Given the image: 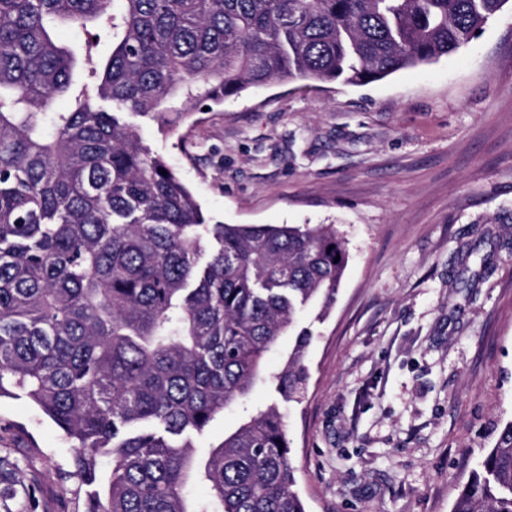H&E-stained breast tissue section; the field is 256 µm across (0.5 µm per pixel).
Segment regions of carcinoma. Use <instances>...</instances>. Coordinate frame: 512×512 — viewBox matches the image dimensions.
<instances>
[{
  "label": "carcinoma",
  "instance_id": "carcinoma-1",
  "mask_svg": "<svg viewBox=\"0 0 512 512\" xmlns=\"http://www.w3.org/2000/svg\"><path fill=\"white\" fill-rule=\"evenodd\" d=\"M507 2L0 0V398L23 393L73 443L85 512H308L276 405L192 448L257 385L302 403L298 314L328 315L349 262L334 224L206 223L125 113L169 131L272 82L380 81L456 53ZM450 512H512V420ZM240 422V411L236 405H232L224 410V414L209 426L202 436L196 442L197 448L195 454L203 457L208 453L212 446L218 445L224 439V433L234 430Z\"/></svg>",
  "mask_w": 512,
  "mask_h": 512
}]
</instances>
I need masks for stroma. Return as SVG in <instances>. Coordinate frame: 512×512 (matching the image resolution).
<instances>
[{"mask_svg": "<svg viewBox=\"0 0 512 512\" xmlns=\"http://www.w3.org/2000/svg\"><path fill=\"white\" fill-rule=\"evenodd\" d=\"M210 224H333L350 253L302 404L309 512H449L512 419V0L456 54L366 85L272 83L163 134ZM73 448L0 399V512H83Z\"/></svg>", "mask_w": 512, "mask_h": 512, "instance_id": "stroma-1", "label": "stroma"}]
</instances>
